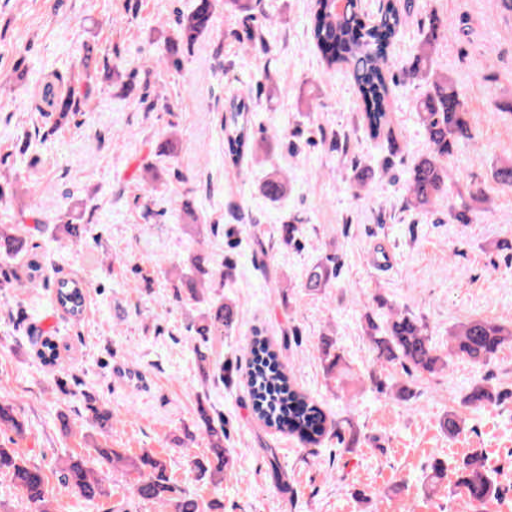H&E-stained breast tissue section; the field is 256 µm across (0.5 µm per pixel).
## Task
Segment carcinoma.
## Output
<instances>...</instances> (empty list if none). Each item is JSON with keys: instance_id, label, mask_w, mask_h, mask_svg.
<instances>
[{"instance_id": "cac0c4a2", "label": "carcinoma", "mask_w": 512, "mask_h": 512, "mask_svg": "<svg viewBox=\"0 0 512 512\" xmlns=\"http://www.w3.org/2000/svg\"><path fill=\"white\" fill-rule=\"evenodd\" d=\"M215 0H195L186 14L176 21V30L164 37L163 52L157 64L179 67L182 56L197 39L208 32L213 24ZM362 0H345L343 11L336 9V0H315L311 33L316 44L328 49L327 66L345 63L351 67L359 98L363 107V119L369 132L378 136L390 129V116L386 101L390 93L393 64L390 48L393 40L406 24L408 15L397 8L395 0H386L378 12L376 22L364 26L360 22ZM448 19L433 14L428 20V30L408 68V74L425 84V90L416 98L415 109L428 143L410 169L406 184L405 207L426 213L445 195L451 194L448 159L460 145L473 140V120L467 103L455 81L446 73L434 68V55L439 38L448 30ZM94 48L84 45V71L64 76L58 74L45 84L39 102L31 107L33 112H56V124L69 116L84 111L92 99L98 76L110 80L120 76L106 57L97 59ZM138 74L130 72L123 82V96L143 111L155 109L150 94L141 91ZM248 109L246 103H238L230 116L224 118V157L236 164L253 150V142L245 124L239 118ZM493 179L504 188H512V162L507 160L493 172ZM263 195L275 201L285 193V183L271 174L261 184ZM471 204L461 201L448 205V218L459 223L470 221ZM24 230L15 224H0V257L18 258L26 251ZM336 261L328 257L312 265L305 274L304 287L321 291L331 287L336 280ZM213 271L209 258L199 252L191 258L189 271L180 275L183 291L176 297L185 296L200 300L202 287L211 279ZM82 284L77 280H60L56 287V301L68 314L78 316L84 307ZM236 307L229 302L210 304L203 316L204 324L197 328L201 337L222 335L232 329L236 321ZM367 334L383 363L400 364L411 372L434 374L448 367V359L457 357L475 366L488 364L499 351L512 341V322L474 318L459 325L450 337L448 353L442 355L432 345L426 326L408 311L389 309L382 323L366 315ZM321 354L328 374L333 375L340 367L342 356L336 341L321 338ZM248 383L252 396V409L256 418L269 427H276L297 434L307 443L315 444L325 434L324 417L316 404L309 400L291 383L278 352L263 338H254L250 346ZM38 357L52 367L61 365L58 347L50 340L42 343ZM512 398V390L497 389L479 381L473 383L463 397V404L480 410L488 405ZM91 420L96 425H112V408L89 405ZM200 426L204 429L211 447L206 462L196 463L199 474L209 476L219 486L224 475L233 468V458L224 448V425L214 424L208 409H197ZM94 453L99 460L123 471H137L143 479L135 487V494L143 501L162 505L174 503V512H200L196 499L179 494L167 474L164 461L144 452L124 456L112 448L98 445ZM0 472L10 475L13 484L23 493L34 512H51L49 491L42 469L27 463L12 448L0 447ZM458 485L472 501L482 502L498 494V486L486 469L484 460L471 455L458 466ZM61 481L87 499L105 494V488L93 464L83 458H69L61 467Z\"/></svg>"}]
</instances>
